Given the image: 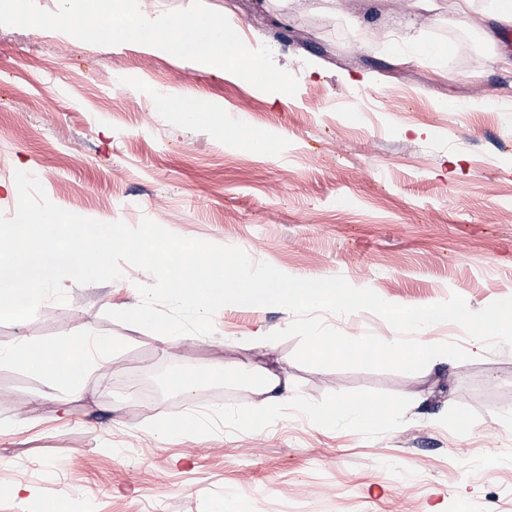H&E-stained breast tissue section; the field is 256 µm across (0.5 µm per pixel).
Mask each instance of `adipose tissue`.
<instances>
[{"instance_id": "obj_1", "label": "adipose tissue", "mask_w": 512, "mask_h": 512, "mask_svg": "<svg viewBox=\"0 0 512 512\" xmlns=\"http://www.w3.org/2000/svg\"><path fill=\"white\" fill-rule=\"evenodd\" d=\"M149 105L159 112L176 114L181 122L196 123L210 121L215 126L224 124V108L217 104H205L197 101L187 93L176 89L161 90L154 93ZM112 347V339L98 336L94 332L61 343L20 344L12 349H0V362L10 361L26 370L43 375L53 383L62 386L70 395H81L84 382L97 361L103 359L104 353ZM221 374L227 380L246 379L257 400L249 413V420L262 418L267 408L287 396L288 382L274 371L255 368L248 371L237 367H222ZM397 406H383L371 401L350 405L337 401L331 407L316 412L318 421L329 425L366 426L381 414L397 413Z\"/></svg>"}]
</instances>
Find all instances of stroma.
I'll return each mask as SVG.
<instances>
[{
    "mask_svg": "<svg viewBox=\"0 0 512 512\" xmlns=\"http://www.w3.org/2000/svg\"><path fill=\"white\" fill-rule=\"evenodd\" d=\"M204 2L248 47L271 48L296 95L162 52L0 26V212L13 215L5 188L25 165L74 214L132 227L148 218L294 277L343 276L392 304L457 294L479 310L512 296V40L485 0L465 19L448 0L429 12L414 0H338L332 12L323 0ZM405 20L447 55L392 54ZM165 88L221 103L245 126L221 132L151 110ZM445 101L469 109L448 114ZM269 134L278 153L252 149ZM123 272L0 324L5 349L89 330L119 341L77 398L0 362V512H512V347L443 359L413 381L309 368L293 358L297 339L254 340L293 313L230 305L213 334L167 350L108 318L137 305V284L151 280ZM322 319L347 336L395 335L365 311ZM222 364L269 368L315 408L368 398L401 413L341 430L287 405L252 425L158 438L155 420L185 411L172 373L201 379L203 407L252 406L244 382L215 375ZM19 485L32 489L28 502L14 496Z\"/></svg>",
    "mask_w": 512,
    "mask_h": 512,
    "instance_id": "obj_1",
    "label": "stroma"
}]
</instances>
